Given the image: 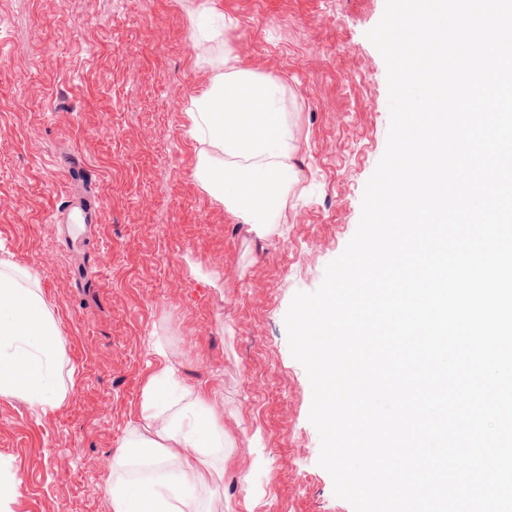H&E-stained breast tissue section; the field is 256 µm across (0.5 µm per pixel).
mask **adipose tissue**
I'll list each match as a JSON object with an SVG mask.
<instances>
[{
	"label": "adipose tissue",
	"mask_w": 512,
	"mask_h": 512,
	"mask_svg": "<svg viewBox=\"0 0 512 512\" xmlns=\"http://www.w3.org/2000/svg\"><path fill=\"white\" fill-rule=\"evenodd\" d=\"M188 132L199 144L196 176L203 188L262 234L270 233L299 181L301 145L279 80L222 59L191 97ZM148 379L141 415L123 450L112 457L107 490L112 512H201L197 492L222 481L229 461L224 415L207 392L185 386L167 363ZM63 339L29 266L0 258V397H20L48 411L65 399ZM160 449L176 469L165 480L130 477L135 460Z\"/></svg>",
	"instance_id": "ef3b65f1"
}]
</instances>
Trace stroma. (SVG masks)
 <instances>
[{
  "label": "stroma",
  "mask_w": 512,
  "mask_h": 512,
  "mask_svg": "<svg viewBox=\"0 0 512 512\" xmlns=\"http://www.w3.org/2000/svg\"><path fill=\"white\" fill-rule=\"evenodd\" d=\"M208 2L232 22L239 65L286 84L304 145L268 236L196 177L185 108L213 59L189 0H0V257L34 269L72 375L45 414L0 398V460L21 481L12 512H111L112 457L160 366L156 338L224 408L232 458L204 491L214 512H353L318 463L285 315L355 234L387 146V68L367 37L385 0ZM72 195L99 208L83 240L55 220Z\"/></svg>",
  "instance_id": "obj_1"
}]
</instances>
